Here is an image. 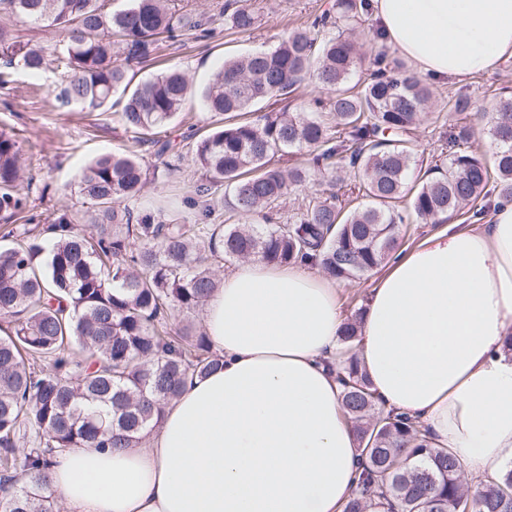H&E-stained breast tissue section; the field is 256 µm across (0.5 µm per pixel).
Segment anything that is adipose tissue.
Wrapping results in <instances>:
<instances>
[{
	"label": "adipose tissue",
	"instance_id": "adipose-tissue-1",
	"mask_svg": "<svg viewBox=\"0 0 512 512\" xmlns=\"http://www.w3.org/2000/svg\"><path fill=\"white\" fill-rule=\"evenodd\" d=\"M415 73L462 79L512 57V0H373ZM346 320L302 265L245 260L203 307L221 369L188 382L131 448L50 467L65 512H342L360 451L328 364ZM357 353L377 408L418 420L470 478L512 466V204L447 225L381 272Z\"/></svg>",
	"mask_w": 512,
	"mask_h": 512
}]
</instances>
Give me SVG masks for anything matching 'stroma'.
I'll return each mask as SVG.
<instances>
[{"instance_id": "1", "label": "stroma", "mask_w": 512, "mask_h": 512, "mask_svg": "<svg viewBox=\"0 0 512 512\" xmlns=\"http://www.w3.org/2000/svg\"><path fill=\"white\" fill-rule=\"evenodd\" d=\"M223 3L224 0H184L187 9L210 17L215 38L201 39L189 32L165 43L156 60L133 67L134 82L146 81L166 67L177 66L192 77L196 88H203L225 59L274 49L289 32L306 26L327 8L329 0H250L258 22L245 34L230 28L222 13ZM60 78V72L53 69L36 76L20 71L14 76L10 93L0 94V132L14 136L27 158L23 182L46 225L61 213L85 211L78 180L86 164L102 153L133 144L130 132L116 113L54 110L52 90ZM431 87L433 114L415 131L418 160L427 163L438 155L441 136L458 119L448 106L450 96L457 93L466 95L471 102L467 120L473 130V151L491 158L495 146L487 130L498 113L500 97L512 95V58L491 71L461 80H438ZM217 124V119L203 112L195 98L165 126L160 142L135 144L147 172V185L142 198L130 200V208L137 212L151 210L160 221L169 208L175 207L185 223H195L202 202L189 195L188 184L199 180L201 174L192 168L168 173L161 149L167 143L172 150H186L189 138H202Z\"/></svg>"}]
</instances>
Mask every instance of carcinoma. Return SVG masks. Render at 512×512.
Listing matches in <instances>:
<instances>
[{"instance_id":"cac0c4a2","label":"carcinoma","mask_w":512,"mask_h":512,"mask_svg":"<svg viewBox=\"0 0 512 512\" xmlns=\"http://www.w3.org/2000/svg\"><path fill=\"white\" fill-rule=\"evenodd\" d=\"M128 2L115 10L112 0H0V11L61 37L55 62L66 79L54 94L57 111L105 112L119 104L120 120L139 144L182 110L192 82L174 67L132 86L127 66L148 61L162 38L188 30L207 37L211 29L203 15L177 9L176 0ZM369 11V0H333L275 49L224 62L200 91L204 109L224 116V125L189 144L186 155L209 183L225 185L224 210L246 223H205L215 212L209 203L200 224L177 214L165 223L133 216L125 202L141 195L146 176L125 149L81 171L89 233L58 216L46 229L53 242L42 267L35 260L44 247L27 228L22 241L0 249V318L13 324L0 336V512H60L48 491L54 453L134 446L188 379L220 366L204 333L168 322L174 309H202L216 288L213 260L257 256L317 268L338 281L361 279L401 247L400 205L441 224L479 199L512 203V96L500 101L490 129L494 170L470 150L471 127L461 124L442 137L446 160L410 181L414 131L431 111L433 93L409 68L389 67L384 52L358 53L351 23ZM223 13L241 33L257 22L245 0H224ZM365 59L370 74L360 88L350 81ZM0 62L5 89L11 70L39 74L46 56L5 22ZM307 78L326 94L313 99L314 110L246 118ZM290 150L307 151L308 165L285 170L271 163ZM24 166L16 139L1 132L0 212L29 224V197L18 189ZM317 171L344 185L357 182L365 202L312 198L288 222L273 223L289 191ZM361 319L358 312L344 324L333 364L361 456L342 512H512L511 468L469 494L457 459L432 447L418 421L375 407L356 353Z\"/></svg>"}]
</instances>
